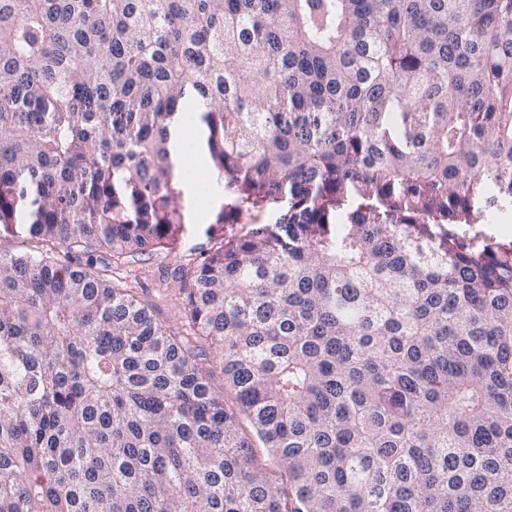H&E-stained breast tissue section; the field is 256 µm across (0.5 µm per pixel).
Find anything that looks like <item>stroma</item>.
<instances>
[{"instance_id":"35a3bbf8","label":"stroma","mask_w":512,"mask_h":512,"mask_svg":"<svg viewBox=\"0 0 512 512\" xmlns=\"http://www.w3.org/2000/svg\"><path fill=\"white\" fill-rule=\"evenodd\" d=\"M195 198L190 193L182 195L184 222L174 244L162 246L133 260H114L110 263H96L95 269L105 279L120 287L128 288L146 301L156 317L169 330L179 336L189 346L206 356L205 364L212 374V381L219 388L224 402L236 407L234 391L224 385V375L218 360L215 359L208 342L197 336L185 311V295L181 272L197 264L207 249L234 237L246 234L245 224H216L212 219H194Z\"/></svg>"}]
</instances>
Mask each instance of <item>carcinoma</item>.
<instances>
[{"label":"carcinoma","instance_id":"1","mask_svg":"<svg viewBox=\"0 0 512 512\" xmlns=\"http://www.w3.org/2000/svg\"><path fill=\"white\" fill-rule=\"evenodd\" d=\"M191 99L224 207L288 199L184 274L237 410L92 265L0 251V512H512V0H0V229L175 240ZM502 208L505 211L502 212H494L488 219L484 222V224H479L480 228L485 229V231L489 234H494L498 236H507L508 238L512 237V211L510 208V204L508 201L501 202ZM508 213L510 218L508 221L502 220V215ZM499 229L498 232H495V229Z\"/></svg>","mask_w":512,"mask_h":512}]
</instances>
